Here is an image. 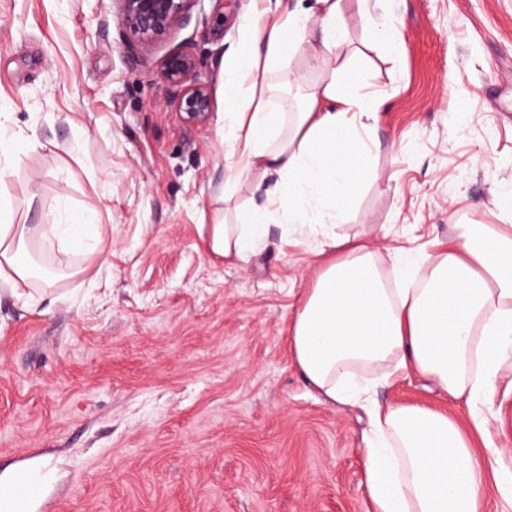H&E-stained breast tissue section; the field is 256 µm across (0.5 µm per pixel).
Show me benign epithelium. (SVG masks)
<instances>
[{"mask_svg":"<svg viewBox=\"0 0 512 512\" xmlns=\"http://www.w3.org/2000/svg\"><path fill=\"white\" fill-rule=\"evenodd\" d=\"M117 18L126 35L127 56L136 61L148 49L172 31L189 23L199 0H116ZM197 68L195 56L186 50L167 54L157 76L177 102L185 122L205 121L212 111L209 88L191 81Z\"/></svg>","mask_w":512,"mask_h":512,"instance_id":"benign-epithelium-1","label":"benign epithelium"}]
</instances>
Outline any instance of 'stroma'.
<instances>
[{
	"mask_svg": "<svg viewBox=\"0 0 512 512\" xmlns=\"http://www.w3.org/2000/svg\"><path fill=\"white\" fill-rule=\"evenodd\" d=\"M257 21L250 0H198L132 63L114 0H0V202L15 224L71 212L101 233L72 272L18 296L0 288V476L51 470L34 512H368L367 414L324 401L288 350L326 238L273 224L227 266L200 235L233 176L224 72L254 49ZM346 32L355 59L339 82L383 104L337 236L430 251L457 225L498 223L495 193L512 185V0H350ZM176 50L193 52L212 92L205 122H184L157 77ZM319 76L297 55L267 78L282 98ZM375 398L470 425L465 403L416 373ZM481 409L477 450L512 472L511 369Z\"/></svg>",
	"mask_w": 512,
	"mask_h": 512,
	"instance_id": "35a3bbf8",
	"label": "stroma"
}]
</instances>
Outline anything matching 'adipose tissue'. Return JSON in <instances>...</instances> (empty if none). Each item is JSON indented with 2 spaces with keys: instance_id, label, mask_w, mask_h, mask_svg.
<instances>
[{
  "instance_id": "1",
  "label": "adipose tissue",
  "mask_w": 512,
  "mask_h": 512,
  "mask_svg": "<svg viewBox=\"0 0 512 512\" xmlns=\"http://www.w3.org/2000/svg\"><path fill=\"white\" fill-rule=\"evenodd\" d=\"M344 0H308L253 30L262 52L234 59L224 78L232 102L238 176H278L284 189L264 204L235 208L227 223L224 188L203 238L213 259L244 260L270 224H315L342 255L321 263L288 324L295 366L334 403L364 401L361 375L387 365L432 379L471 409V430L448 412L421 404L374 406L364 443L370 512H488V473L472 432H484L481 399L512 367V191L497 192L506 224H463L448 244L430 253L382 257L368 239L343 243L350 192L369 148L365 136L381 105L364 89L336 79L345 37ZM308 53L321 78L294 112L269 108L271 61ZM251 93L241 97L240 85ZM35 231L0 224V287L18 290L35 275L27 249Z\"/></svg>"
}]
</instances>
